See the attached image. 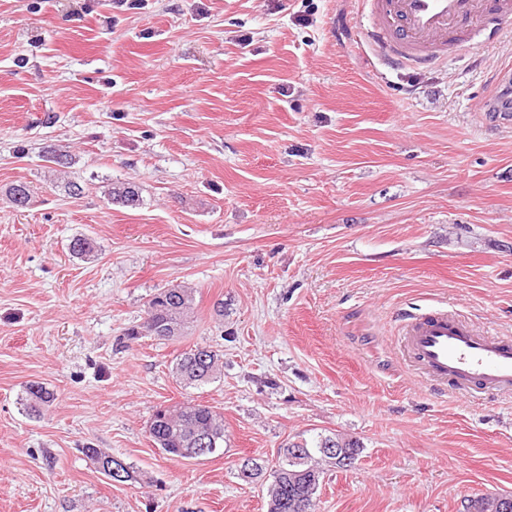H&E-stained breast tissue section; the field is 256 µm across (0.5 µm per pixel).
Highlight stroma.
<instances>
[{"label":"stroma","instance_id":"35a3bbf8","mask_svg":"<svg viewBox=\"0 0 512 512\" xmlns=\"http://www.w3.org/2000/svg\"><path fill=\"white\" fill-rule=\"evenodd\" d=\"M361 10L0 0V512H266L242 461L337 434L362 450L328 467L316 512L512 496V395L437 388L398 343L435 307L512 335V115L488 109L512 36L468 31L395 69ZM117 180L140 205L109 200ZM176 285L195 291L182 335L129 340ZM197 347L221 379L187 388L175 364ZM33 382L55 394L37 418ZM191 399L223 415L224 446L166 455L150 419ZM88 447L144 482L111 481Z\"/></svg>","mask_w":512,"mask_h":512}]
</instances>
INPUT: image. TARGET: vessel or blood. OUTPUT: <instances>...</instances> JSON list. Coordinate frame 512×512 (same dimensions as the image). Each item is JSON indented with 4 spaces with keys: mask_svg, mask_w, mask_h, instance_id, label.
Masks as SVG:
<instances>
[{
    "mask_svg": "<svg viewBox=\"0 0 512 512\" xmlns=\"http://www.w3.org/2000/svg\"><path fill=\"white\" fill-rule=\"evenodd\" d=\"M370 44L391 66L437 63L460 30L487 23L512 24V0H363ZM408 352L423 373L452 381L475 394L512 391V337L476 330L452 312L412 318L405 330Z\"/></svg>",
    "mask_w": 512,
    "mask_h": 512,
    "instance_id": "vessel-or-blood-1",
    "label": "vessel or blood"
}]
</instances>
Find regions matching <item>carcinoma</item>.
<instances>
[{
	"mask_svg": "<svg viewBox=\"0 0 512 512\" xmlns=\"http://www.w3.org/2000/svg\"><path fill=\"white\" fill-rule=\"evenodd\" d=\"M6 194L17 208L26 207L31 198L30 186L24 182L11 185ZM108 197L111 202L123 206L132 207L141 202L140 188L126 182L111 183ZM193 301L192 291L177 286L155 294L147 302L145 312L151 315L157 327V339L168 340L181 332ZM176 370L187 387L207 385L220 374L218 354L205 347L191 350L178 359ZM53 401L52 391L33 382L26 388L23 406L27 415L39 417ZM208 433L216 439V447H223L224 418L213 407H202L191 400L173 411L156 410L149 424L154 444L165 454L180 458H199L196 437ZM329 443L349 453L353 461L361 451L357 440L319 435L312 444H303L306 452L298 461L289 459L286 447L279 449L277 464L271 469L255 459L248 460L251 469L245 478L267 483V512H305L307 505L312 512L315 510L313 504L325 478V466L341 467L333 457L322 452ZM463 512H512V496L471 497L464 500Z\"/></svg>",
	"mask_w": 512,
	"mask_h": 512,
	"instance_id": "cac0c4a2",
	"label": "carcinoma"
}]
</instances>
